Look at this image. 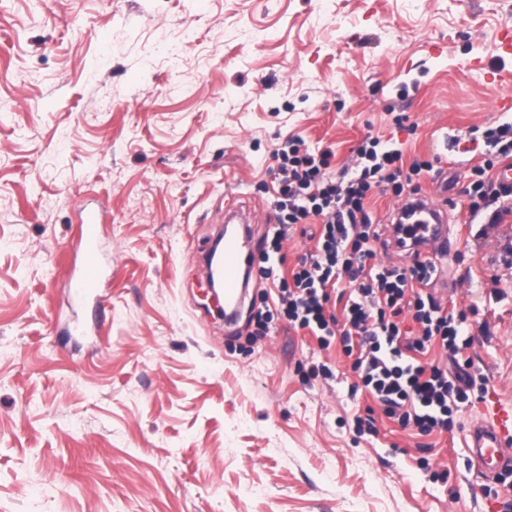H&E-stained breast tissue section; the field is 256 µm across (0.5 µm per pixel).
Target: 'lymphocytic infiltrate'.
<instances>
[{
    "mask_svg": "<svg viewBox=\"0 0 512 512\" xmlns=\"http://www.w3.org/2000/svg\"><path fill=\"white\" fill-rule=\"evenodd\" d=\"M482 138L494 154L470 170L468 214L500 224L512 215V187L500 183L495 169L512 160V122L485 127ZM332 156L331 149H310L299 136L272 152L274 223L260 253V278L271 287L250 308V337L264 341L281 319L312 333L320 349L340 343L357 376L351 394L370 396L385 417L414 434L454 431L463 409L483 397L489 381L464 355L472 344L468 318L448 311L432 291L436 268L414 251L416 227L404 217L393 218L392 228L408 264L374 261L381 234L372 195L414 197L420 175L433 165L417 159L404 164L401 149L372 135L356 149L352 164L332 170ZM298 235L311 242V251L290 274L277 272L284 244ZM405 314L417 331H402Z\"/></svg>",
    "mask_w": 512,
    "mask_h": 512,
    "instance_id": "f902f5d3",
    "label": "lymphocytic infiltrate"
}]
</instances>
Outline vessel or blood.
I'll list each match as a JSON object with an SVG mask.
<instances>
[{"label":"vessel or blood","mask_w":512,"mask_h":512,"mask_svg":"<svg viewBox=\"0 0 512 512\" xmlns=\"http://www.w3.org/2000/svg\"><path fill=\"white\" fill-rule=\"evenodd\" d=\"M412 215L414 223L424 227L423 249L434 250L443 260L451 258L454 244L449 237L446 202L422 197ZM77 217L81 227L79 259L71 263L60 288L66 303L77 300L95 309L111 284L112 260L101 246L105 219L103 212L86 209L79 210ZM221 220L235 224L236 230L225 234L221 254H214L212 243H205L199 252L198 268L205 280L219 278L223 302L217 310L225 327L230 328L237 325L249 297L255 266L252 225L256 217L250 209L228 206ZM465 446L469 464L483 480L493 481L512 471V404H503L496 394H489L480 417L468 427Z\"/></svg>","instance_id":"1"}]
</instances>
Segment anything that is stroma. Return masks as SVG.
I'll return each mask as SVG.
<instances>
[{"label":"stroma","mask_w":512,"mask_h":512,"mask_svg":"<svg viewBox=\"0 0 512 512\" xmlns=\"http://www.w3.org/2000/svg\"><path fill=\"white\" fill-rule=\"evenodd\" d=\"M506 27L512 0H0V512L499 507L465 429L419 437L380 415L377 437L353 433L371 400L350 395L340 347L281 320L259 349L245 324L225 333L193 250L225 182L272 216L288 137L335 169L369 134L404 163L439 160L419 184L458 241L432 289L512 402V222L468 224L463 193L486 152L475 130L512 120ZM88 202L108 212L112 286L101 335L68 343L59 283ZM321 361L335 380L307 377Z\"/></svg>","instance_id":"35a3bbf8"}]
</instances>
